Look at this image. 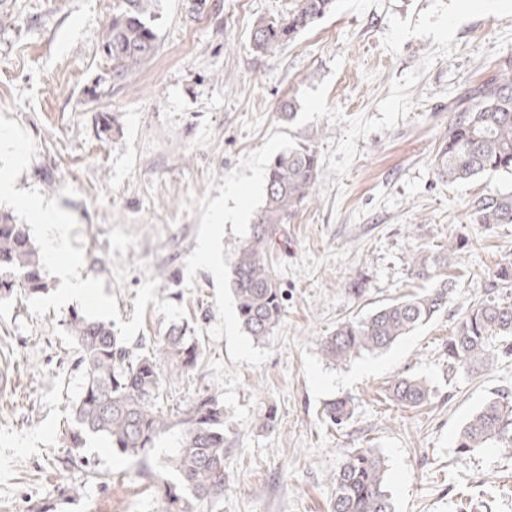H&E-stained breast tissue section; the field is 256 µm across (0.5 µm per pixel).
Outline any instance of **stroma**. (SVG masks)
Segmentation results:
<instances>
[{
	"label": "stroma",
	"mask_w": 512,
	"mask_h": 512,
	"mask_svg": "<svg viewBox=\"0 0 512 512\" xmlns=\"http://www.w3.org/2000/svg\"><path fill=\"white\" fill-rule=\"evenodd\" d=\"M289 2L155 0L158 50L118 85L99 51L113 0H0V115L37 145L15 186L76 216L80 276L104 279L122 321L147 276L175 274L157 301L186 307L202 354L192 368L161 362L164 405L179 413L216 387L227 417L224 495L203 512H330L342 463L367 447L385 460L395 512H512V453L456 448L485 401L512 395V355L493 340L486 358L453 376L445 356L468 310L491 295L512 304V287L486 288L512 254V224L473 220L484 195L512 193V176L451 185L434 166L449 102L512 62V0H339L282 52L255 53L253 23ZM103 112L117 124L104 137ZM295 143L315 148L322 177L285 225L287 247L273 252L288 300L256 343L239 327L230 273L263 202L259 175ZM456 236L469 244L448 268L443 311L387 350L341 367L326 361L321 336L429 288L410 257ZM206 238L208 264L199 258ZM69 313L33 314L19 286L0 303V512H161L179 430L143 465L98 436L84 462L65 461L84 385ZM399 376L424 379L430 403L386 400ZM338 398L354 406L341 430L320 418ZM270 406L276 421L264 430Z\"/></svg>",
	"instance_id": "obj_1"
}]
</instances>
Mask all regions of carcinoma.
Wrapping results in <instances>:
<instances>
[{"mask_svg":"<svg viewBox=\"0 0 512 512\" xmlns=\"http://www.w3.org/2000/svg\"><path fill=\"white\" fill-rule=\"evenodd\" d=\"M337 0H295L287 14L258 20L251 33L253 48L276 55L303 32L336 9ZM151 0H114L112 18L102 31L101 51L110 78L126 79L150 61L157 49L151 25ZM454 116L435 157L438 177L448 183L464 182L485 174L512 175V66L506 65L481 86L471 90L452 108ZM322 175L320 158L308 145H293L268 163L263 204L251 232L239 246L232 266L230 288L242 332L259 343L280 323L287 295L273 269V250L281 242L283 227L309 201ZM479 224H512V195L483 196L475 209ZM468 244L451 238L448 247L433 256L415 254L410 260L415 275L435 284L422 293L381 305L360 319L340 323L319 339L322 355L341 365L364 352L390 348L401 337L427 323L448 303L451 257ZM19 275L30 294L48 290L38 250L26 225L0 212V271ZM512 286V258L504 259L488 280L491 289ZM66 326L79 349L84 387L71 406L67 431L68 460L81 455L90 436H99L111 448L140 462L149 449L175 426L183 427L172 461L179 487H167L166 512H199L202 502L224 496V399L222 391L207 389L173 419L158 404L160 361H178L190 368L202 354L198 338L174 324L152 350L135 353L122 343L104 320H91L73 310ZM494 338L512 352V305L485 301L460 318L448 339V374L486 355ZM433 391L416 377H399L387 388V399L399 406L419 408ZM324 419L342 430L352 418L348 399L325 404ZM494 443L512 449V402L503 395L489 400L461 427L458 452L467 454ZM383 457L373 448L351 453L336 474L330 512H394L386 489Z\"/></svg>","mask_w":512,"mask_h":512,"instance_id":"cac0c4a2","label":"carcinoma"}]
</instances>
